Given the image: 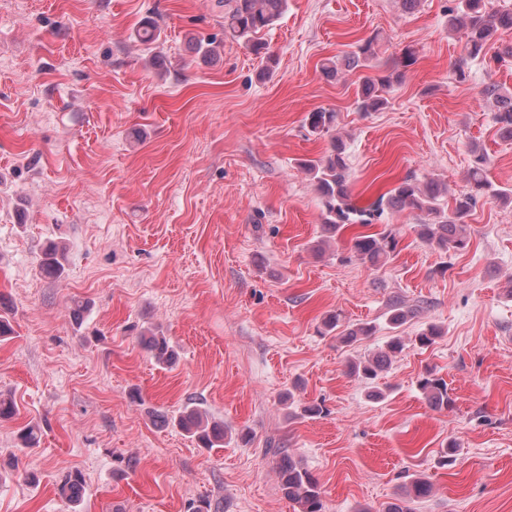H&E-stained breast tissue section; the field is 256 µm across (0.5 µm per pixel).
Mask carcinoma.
<instances>
[{
	"mask_svg": "<svg viewBox=\"0 0 512 512\" xmlns=\"http://www.w3.org/2000/svg\"><path fill=\"white\" fill-rule=\"evenodd\" d=\"M224 6V36L249 47L260 55L267 50L259 41L258 34L272 26L284 12L287 0H218ZM448 25L462 32L464 57L454 64V71L463 75V64L469 59L484 58L494 51L493 58L512 57V44L494 48L497 35L502 30H512V8L495 9L492 0H457V5L448 8ZM160 27L152 16L143 18L135 30V37L149 46L158 40ZM375 57V39L367 38L355 45V50L346 55L347 66L352 69H367ZM404 78V71L397 68L387 75L360 77L355 105L360 112H377L388 105L387 94L393 84ZM482 94L492 99L498 108L495 120L501 134L512 138V92L497 84L484 87ZM306 123L316 136L330 135L326 151L317 159L300 163L314 183L323 205V227L327 234L335 235L345 228H356L351 238V249L364 263L371 267L384 265L397 247L396 235L391 231L375 232L373 226L385 210L406 212L419 220L414 225L420 241L446 253L467 247L466 220L478 201L491 197L504 205L512 204V189L493 187L485 177L486 156L474 153L473 165L468 172L469 190L453 198L452 205L445 204V186L435 178L420 180L413 175L399 179L386 192L368 203L361 204L352 197L346 146L342 139L331 134L336 124V113L316 109L308 113ZM62 248L50 245L39 264L41 275L57 279L63 271ZM417 314V310L398 298L392 300L388 312V324L397 329ZM374 326L355 324L344 330L343 339L352 343L362 336H370ZM140 343L154 358L168 364L175 353L167 337L159 333L141 335ZM401 337L392 336L386 348L364 360L348 365L349 375L365 382L377 378L378 373L388 368L391 357L403 351ZM419 388L429 405L442 410L449 408L447 382L428 371L419 381ZM19 409L13 398L0 395V422L18 418ZM173 422L203 448H219L224 445V422L207 416L206 412L188 404ZM20 439L27 448L39 443L40 427L28 422L20 429ZM281 489L288 499L300 507L299 512H325V504L317 478L300 462L288 454L280 457L278 466ZM84 490L83 475L69 471L58 487L59 495L68 502L81 501ZM431 493V484L420 477L413 479L405 490V500L394 504L387 512H412L411 504L425 499Z\"/></svg>",
	"mask_w": 512,
	"mask_h": 512,
	"instance_id": "cac0c4a2",
	"label": "carcinoma"
}]
</instances>
